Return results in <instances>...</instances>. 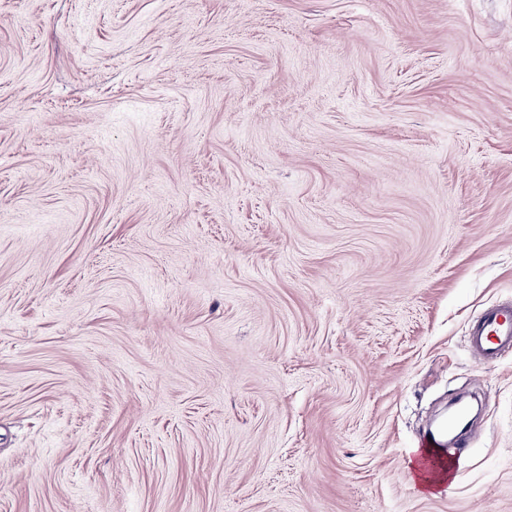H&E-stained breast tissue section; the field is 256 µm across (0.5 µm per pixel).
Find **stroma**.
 <instances>
[{
  "label": "stroma",
  "mask_w": 512,
  "mask_h": 512,
  "mask_svg": "<svg viewBox=\"0 0 512 512\" xmlns=\"http://www.w3.org/2000/svg\"><path fill=\"white\" fill-rule=\"evenodd\" d=\"M504 297L512 0H0V512H512ZM469 346L474 359L486 365L496 364L512 351V300L483 312L470 331ZM448 436H453V442H448V438H444L439 429H437L434 433L425 436L424 442L419 445V448H434L438 446H446L447 442L450 444V450L452 451V455L457 458L467 456L470 450V444L467 440L469 438H463L464 434L456 433L454 435H450L448 431ZM429 439H432V442H429Z\"/></svg>",
  "instance_id": "obj_1"
}]
</instances>
